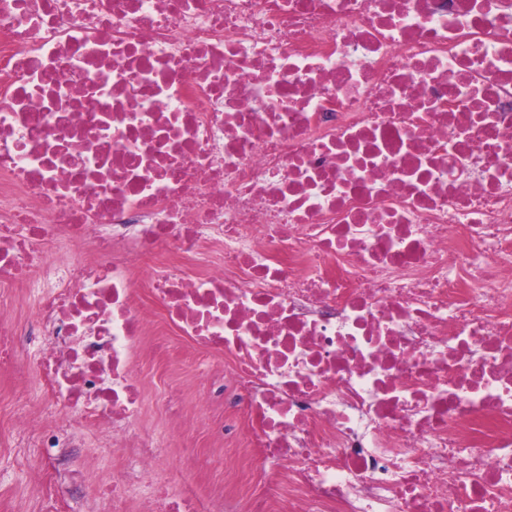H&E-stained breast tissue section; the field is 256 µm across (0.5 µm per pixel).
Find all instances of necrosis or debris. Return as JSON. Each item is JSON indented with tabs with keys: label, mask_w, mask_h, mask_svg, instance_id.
<instances>
[{
	"label": "necrosis or debris",
	"mask_w": 512,
	"mask_h": 512,
	"mask_svg": "<svg viewBox=\"0 0 512 512\" xmlns=\"http://www.w3.org/2000/svg\"><path fill=\"white\" fill-rule=\"evenodd\" d=\"M16 288L10 443L120 437L105 512H512V0H0ZM170 342L249 459L208 497L136 427Z\"/></svg>",
	"instance_id": "necrosis-or-debris-1"
}]
</instances>
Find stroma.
Instances as JSON below:
<instances>
[{
    "mask_svg": "<svg viewBox=\"0 0 512 512\" xmlns=\"http://www.w3.org/2000/svg\"><path fill=\"white\" fill-rule=\"evenodd\" d=\"M220 369L200 372L188 360L168 365L146 362L142 365L144 409L139 420L142 428L165 431L169 446L164 451L166 466L186 470L201 494L222 485V473L209 469L207 460L220 451L222 444L210 435L217 412L209 407L196 413L193 420L181 416L182 407L196 397L204 384L219 378ZM34 388V376L14 379L0 372V512H32V461L16 458L8 446L12 423L11 405L16 386Z\"/></svg>",
    "mask_w": 512,
    "mask_h": 512,
    "instance_id": "35a3bbf8",
    "label": "stroma"
}]
</instances>
